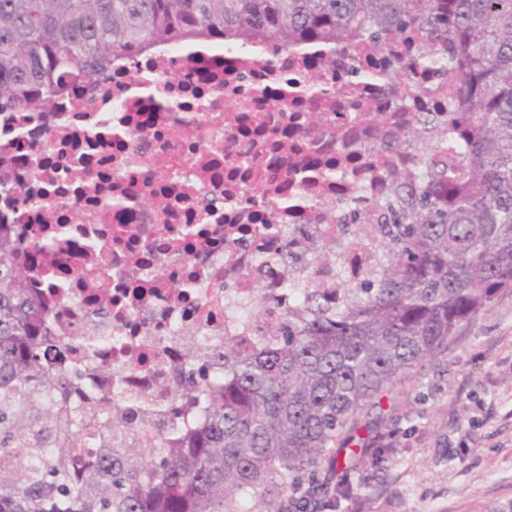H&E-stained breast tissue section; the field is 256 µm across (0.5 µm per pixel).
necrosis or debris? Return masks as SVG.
I'll return each mask as SVG.
<instances>
[{
  "label": "necrosis or debris",
  "instance_id": "1",
  "mask_svg": "<svg viewBox=\"0 0 512 512\" xmlns=\"http://www.w3.org/2000/svg\"><path fill=\"white\" fill-rule=\"evenodd\" d=\"M420 40L183 43L0 113V227L47 312L42 365L77 375L74 400L119 389L177 410L173 439L195 433L186 352L236 333L255 289L280 294L253 274L261 249L328 226L347 263L367 261L352 198L379 205L391 174L416 179L426 145L398 139L448 120L455 86L412 66Z\"/></svg>",
  "mask_w": 512,
  "mask_h": 512
}]
</instances>
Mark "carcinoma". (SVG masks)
Segmentation results:
<instances>
[{"label": "carcinoma", "mask_w": 512, "mask_h": 512, "mask_svg": "<svg viewBox=\"0 0 512 512\" xmlns=\"http://www.w3.org/2000/svg\"><path fill=\"white\" fill-rule=\"evenodd\" d=\"M413 30L417 62L454 76L452 126L425 119L402 144L426 139L422 175L399 180L358 229L374 259L337 296L343 256L321 237L312 250L267 255L282 297L258 288L248 351L232 336L191 358L184 395L202 429L164 448L161 429L113 428L112 402L74 410L36 388L42 311L0 234V501L43 512H322L349 494L365 456L358 431L384 420V399L410 369L448 350L461 324L512 292V0H0V113L37 111L67 79L107 70L164 43L224 38L347 42L379 50ZM224 382L210 384L211 373ZM96 433V463L76 477L80 427ZM149 444L156 459L137 448Z\"/></svg>", "instance_id": "cac0c4a2"}]
</instances>
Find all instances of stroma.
Returning a JSON list of instances; mask_svg holds the SVG:
<instances>
[{"label":"stroma","instance_id":"stroma-1","mask_svg":"<svg viewBox=\"0 0 512 512\" xmlns=\"http://www.w3.org/2000/svg\"><path fill=\"white\" fill-rule=\"evenodd\" d=\"M372 439L382 467L351 473L332 512H486L512 501V292L411 369Z\"/></svg>","mask_w":512,"mask_h":512}]
</instances>
